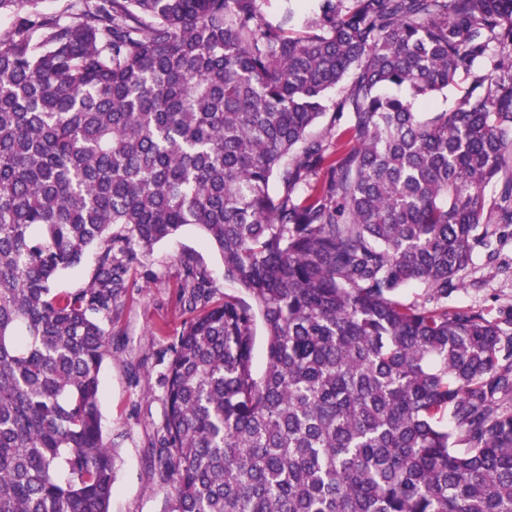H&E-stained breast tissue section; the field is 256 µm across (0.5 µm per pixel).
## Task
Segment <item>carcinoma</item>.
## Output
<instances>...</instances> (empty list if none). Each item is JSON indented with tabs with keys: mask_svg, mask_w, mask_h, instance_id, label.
Returning <instances> with one entry per match:
<instances>
[{
	"mask_svg": "<svg viewBox=\"0 0 512 512\" xmlns=\"http://www.w3.org/2000/svg\"><path fill=\"white\" fill-rule=\"evenodd\" d=\"M41 2L0 0V512H109L105 323L188 225L248 299L184 265L172 512H512V314L445 302L512 224V0ZM470 80L459 76L454 83L448 86L444 93L436 96L432 105L427 110H442L453 108L458 100L466 93L469 88ZM94 256L88 254L80 267L65 273L57 282L56 288L63 293H72L86 286L93 267Z\"/></svg>",
	"mask_w": 512,
	"mask_h": 512,
	"instance_id": "cac0c4a2",
	"label": "carcinoma"
}]
</instances>
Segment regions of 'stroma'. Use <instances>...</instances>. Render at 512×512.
Instances as JSON below:
<instances>
[{
  "mask_svg": "<svg viewBox=\"0 0 512 512\" xmlns=\"http://www.w3.org/2000/svg\"><path fill=\"white\" fill-rule=\"evenodd\" d=\"M186 259L208 270L213 301L241 293L225 279L220 255L192 226L156 244L132 269L130 286L112 316V351L100 373L102 430L114 457L110 512L172 508L154 453L165 410L162 375L190 318L177 302ZM463 280V287L449 291V308L479 310L491 320L512 311V225L499 226L488 246L475 247Z\"/></svg>",
  "mask_w": 512,
  "mask_h": 512,
  "instance_id": "35a3bbf8",
  "label": "stroma"
}]
</instances>
